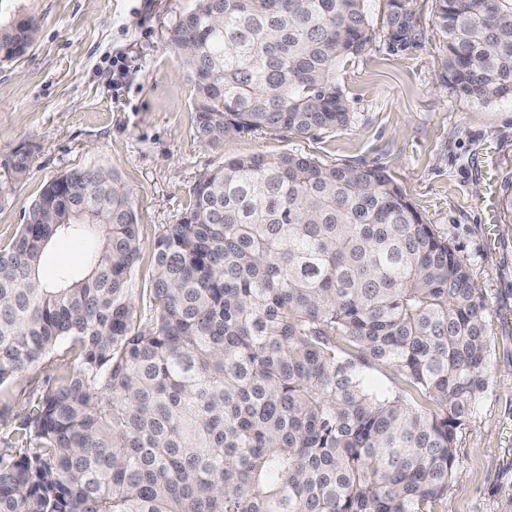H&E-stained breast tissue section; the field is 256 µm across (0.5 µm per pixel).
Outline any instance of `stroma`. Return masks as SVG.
I'll list each match as a JSON object with an SVG mask.
<instances>
[{
	"instance_id": "stroma-1",
	"label": "stroma",
	"mask_w": 512,
	"mask_h": 512,
	"mask_svg": "<svg viewBox=\"0 0 512 512\" xmlns=\"http://www.w3.org/2000/svg\"><path fill=\"white\" fill-rule=\"evenodd\" d=\"M193 0H0V23L39 22L28 52L0 60V157L19 147L30 172L0 202V247L10 244L43 184L92 165L115 169L139 214V258L130 298L139 320L149 310L154 242L188 208L201 174L224 160L285 153L326 165L377 167L426 223L458 248L474 288L489 308L490 376L455 436L457 471L444 512H512V99L481 104L442 80L445 48L435 0H413L423 37L404 51L382 35V0H366L376 32L365 52L336 70L350 122L307 136L283 131L233 133L204 143L191 112L194 90L169 44V32ZM126 76L112 82V60ZM494 192L498 217L486 237L475 206ZM89 239L57 241L40 266L51 281L76 269ZM47 360L0 390V402L23 414L46 378Z\"/></svg>"
}]
</instances>
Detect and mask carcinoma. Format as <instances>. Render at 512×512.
Returning a JSON list of instances; mask_svg holds the SVG:
<instances>
[{"label": "carcinoma", "instance_id": "1", "mask_svg": "<svg viewBox=\"0 0 512 512\" xmlns=\"http://www.w3.org/2000/svg\"><path fill=\"white\" fill-rule=\"evenodd\" d=\"M366 0H195L169 43L198 137L347 126L336 68L373 36ZM384 37L422 38L413 0ZM442 79L512 99V0H435ZM0 25V58L34 43ZM30 153L0 161V198ZM97 239L52 283L61 238ZM138 214L111 168L44 185L0 249V386L72 356L0 448V512H441L455 434L489 379L470 268L379 168L228 159L154 244L149 317L129 296ZM371 370L388 371L372 386Z\"/></svg>", "mask_w": 512, "mask_h": 512}]
</instances>
